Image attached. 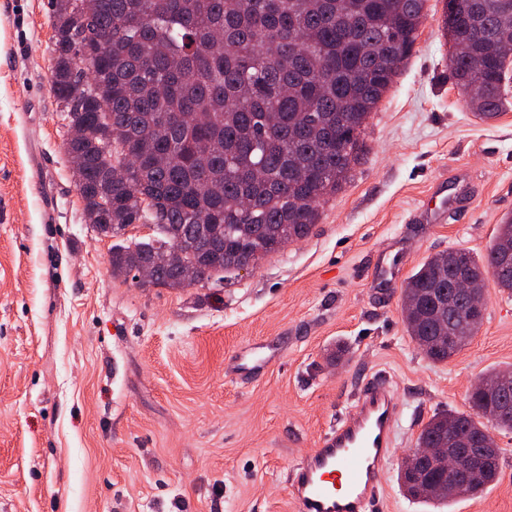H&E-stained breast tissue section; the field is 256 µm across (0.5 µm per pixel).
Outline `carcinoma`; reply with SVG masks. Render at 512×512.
Returning a JSON list of instances; mask_svg holds the SVG:
<instances>
[{"mask_svg": "<svg viewBox=\"0 0 512 512\" xmlns=\"http://www.w3.org/2000/svg\"><path fill=\"white\" fill-rule=\"evenodd\" d=\"M426 0H98L89 19L74 0H51L55 64L51 88L63 105L67 150L85 167L76 182L90 226L120 236L133 224L154 235L115 243L112 276L129 278L154 253L171 263L154 285L224 280L247 261L305 238L320 206L352 176L367 151L371 113L409 58ZM512 0H446L442 29L466 52L449 58L462 95L475 91L486 117L512 105ZM112 36L90 67L93 37ZM121 139L109 140L108 132ZM138 164L112 176L123 151ZM506 217L480 259L454 248L425 260L402 289L408 336L435 363L455 356L478 331L461 321L466 296L442 314L420 305L425 291L457 275L485 279L512 296ZM497 398L476 392L469 410L434 413L418 443L448 432V444L476 433ZM488 464L461 467L406 487L422 502L449 505L496 480Z\"/></svg>", "mask_w": 512, "mask_h": 512, "instance_id": "carcinoma-1", "label": "carcinoma"}]
</instances>
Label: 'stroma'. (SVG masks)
I'll list each match as a JSON object with an SVG mask.
<instances>
[{
  "mask_svg": "<svg viewBox=\"0 0 512 512\" xmlns=\"http://www.w3.org/2000/svg\"><path fill=\"white\" fill-rule=\"evenodd\" d=\"M427 0L368 151L311 233L254 269L184 290L113 277L86 224L51 90L50 0H0V512H297L289 477L365 383L399 403L382 512H512V431L478 497H407L400 465L429 418L512 367V297L483 284L477 334L444 363L402 322V288L451 248L486 256L512 216V108L483 120L448 68ZM468 203L439 224L434 187Z\"/></svg>",
  "mask_w": 512,
  "mask_h": 512,
  "instance_id": "stroma-1",
  "label": "stroma"
}]
</instances>
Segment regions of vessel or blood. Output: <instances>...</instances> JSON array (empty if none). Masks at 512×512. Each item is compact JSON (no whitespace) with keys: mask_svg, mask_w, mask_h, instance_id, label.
Instances as JSON below:
<instances>
[{"mask_svg":"<svg viewBox=\"0 0 512 512\" xmlns=\"http://www.w3.org/2000/svg\"><path fill=\"white\" fill-rule=\"evenodd\" d=\"M397 420L390 386L368 381L353 417L294 470L290 494L298 512H377L376 487L392 457Z\"/></svg>","mask_w":512,"mask_h":512,"instance_id":"obj_1","label":"vessel or blood"}]
</instances>
